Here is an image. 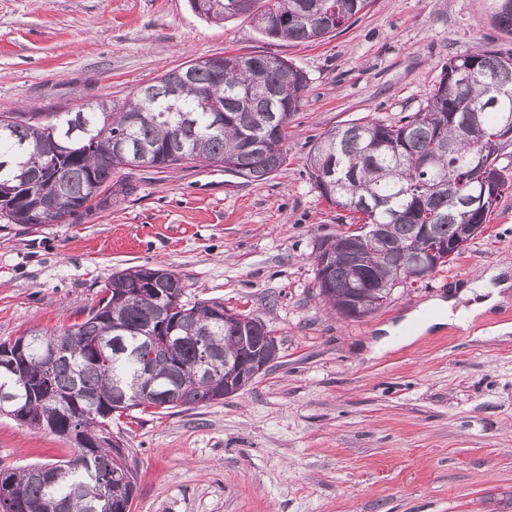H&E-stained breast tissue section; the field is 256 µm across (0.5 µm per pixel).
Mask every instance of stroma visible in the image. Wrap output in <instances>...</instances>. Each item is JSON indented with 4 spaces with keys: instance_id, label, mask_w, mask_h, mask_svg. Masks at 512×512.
Masks as SVG:
<instances>
[{
    "instance_id": "obj_1",
    "label": "stroma",
    "mask_w": 512,
    "mask_h": 512,
    "mask_svg": "<svg viewBox=\"0 0 512 512\" xmlns=\"http://www.w3.org/2000/svg\"><path fill=\"white\" fill-rule=\"evenodd\" d=\"M490 0H374L316 43L211 22L189 0H0V111L66 112L119 99L198 58L265 52L309 78L287 163L248 182L203 164L137 167L132 191L79 222L0 221V338L82 321L116 270L165 263L188 301L263 322L279 357L233 397L113 418L137 469L130 512H512V288L467 326L374 353L395 324L491 269L512 280L507 184L485 231L448 267L395 289L359 319L327 311L313 247L349 223L325 202L308 155L357 119L418 111L448 59L512 50ZM74 445L0 415V469L51 465Z\"/></svg>"
}]
</instances>
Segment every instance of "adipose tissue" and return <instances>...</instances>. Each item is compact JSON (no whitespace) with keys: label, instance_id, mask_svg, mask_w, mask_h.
Here are the masks:
<instances>
[{"label":"adipose tissue","instance_id":"adipose-tissue-1","mask_svg":"<svg viewBox=\"0 0 512 512\" xmlns=\"http://www.w3.org/2000/svg\"><path fill=\"white\" fill-rule=\"evenodd\" d=\"M511 287L512 281L503 279L500 271L491 270L479 281L462 287L457 297L432 300L412 311L410 317L417 321L421 332L444 324H464L502 301L505 291ZM460 298L470 299V306H457Z\"/></svg>","mask_w":512,"mask_h":512}]
</instances>
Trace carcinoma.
Here are the masks:
<instances>
[{"label":"carcinoma","instance_id":"carcinoma-1","mask_svg":"<svg viewBox=\"0 0 512 512\" xmlns=\"http://www.w3.org/2000/svg\"><path fill=\"white\" fill-rule=\"evenodd\" d=\"M204 14L209 21L251 20L264 38L321 41L358 19L371 0H248L246 9L223 0ZM489 20L512 34V0H490ZM169 71L143 97L135 92L112 103V111L81 106L44 120L35 113L0 112V186L14 190L0 199V218L38 226L75 223L131 190L122 171L206 164L257 182L286 163L288 124L301 107L306 74L288 60L267 54H230L194 70L171 94ZM224 106L214 128L211 106ZM512 125V53L480 46L448 60L425 106L392 119L354 120L323 136L309 153L311 180L329 205L352 214L353 224L393 226L376 244L336 255L331 288L319 296L336 313L354 295L356 281L385 283L392 272L383 256L420 247L421 214L428 211L435 234L451 239L461 224H485L502 196L505 180L498 145L491 137ZM269 137L260 153L252 143ZM70 143L56 181L29 193L25 180L44 176V143ZM335 183L323 186L329 165ZM498 183L483 194L479 166ZM56 205L40 207L41 195ZM484 199L479 204L477 200ZM182 276L164 266L138 265L112 273L102 297L80 323L60 332H32L0 340V394L18 398L0 404L5 414L32 429L47 430L76 444L73 456L50 467L0 470V512H130L136 482L119 442L109 441L112 415L176 408L165 395L182 390L191 407L213 403L210 392L224 383V355L248 327H224V304L184 296ZM175 291L161 319L158 297ZM168 341L164 362L146 373L150 331ZM211 349L206 382L196 376L200 337ZM26 354L8 355L21 340Z\"/></svg>","mask_w":512,"mask_h":512}]
</instances>
